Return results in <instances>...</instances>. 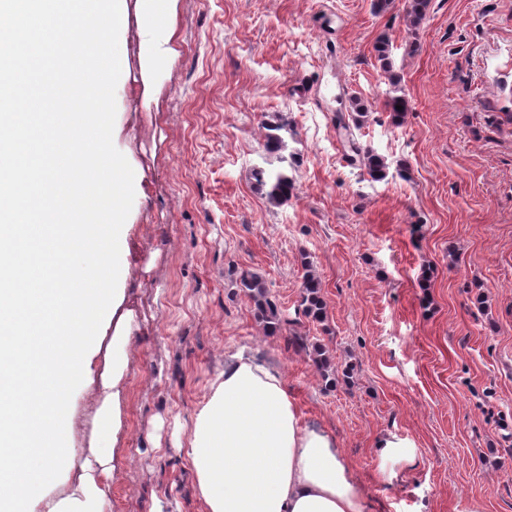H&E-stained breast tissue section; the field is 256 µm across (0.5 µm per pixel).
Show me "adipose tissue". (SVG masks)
Returning a JSON list of instances; mask_svg holds the SVG:
<instances>
[{
    "label": "adipose tissue",
    "mask_w": 512,
    "mask_h": 512,
    "mask_svg": "<svg viewBox=\"0 0 512 512\" xmlns=\"http://www.w3.org/2000/svg\"><path fill=\"white\" fill-rule=\"evenodd\" d=\"M188 457L207 512H365L334 437L305 426L281 374L254 358L225 363Z\"/></svg>",
    "instance_id": "adipose-tissue-1"
}]
</instances>
